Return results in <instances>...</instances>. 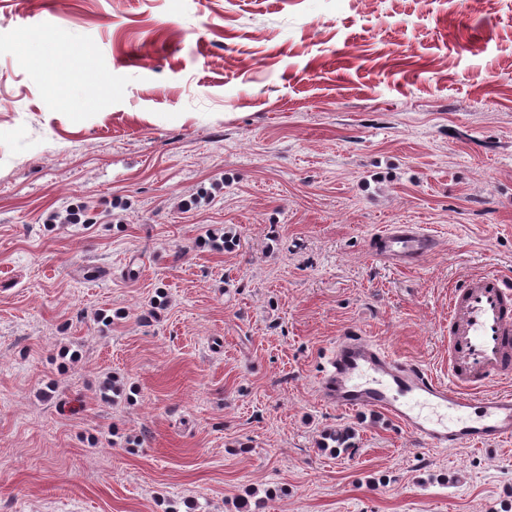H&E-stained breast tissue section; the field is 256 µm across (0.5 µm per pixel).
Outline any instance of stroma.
Wrapping results in <instances>:
<instances>
[{
    "instance_id": "stroma-1",
    "label": "stroma",
    "mask_w": 512,
    "mask_h": 512,
    "mask_svg": "<svg viewBox=\"0 0 512 512\" xmlns=\"http://www.w3.org/2000/svg\"><path fill=\"white\" fill-rule=\"evenodd\" d=\"M487 271L512 0H0V512H512V442L316 390L351 332L446 374ZM372 240L373 255L404 266L428 257L436 249L434 236L415 224L387 225Z\"/></svg>"
}]
</instances>
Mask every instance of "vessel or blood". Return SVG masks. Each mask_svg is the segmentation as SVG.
<instances>
[{
    "instance_id": "vessel-or-blood-1",
    "label": "vessel or blood",
    "mask_w": 512,
    "mask_h": 512,
    "mask_svg": "<svg viewBox=\"0 0 512 512\" xmlns=\"http://www.w3.org/2000/svg\"><path fill=\"white\" fill-rule=\"evenodd\" d=\"M373 253L410 265L436 249L414 224L376 232ZM512 279L470 277L448 296V376L391 355L361 336L340 337L319 379L321 399L340 411L385 414L430 448L512 441Z\"/></svg>"
}]
</instances>
